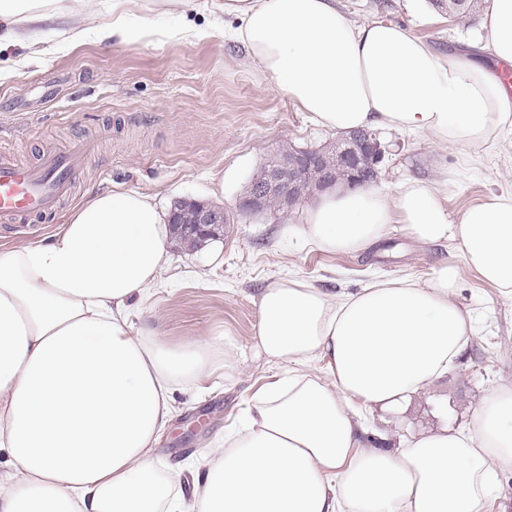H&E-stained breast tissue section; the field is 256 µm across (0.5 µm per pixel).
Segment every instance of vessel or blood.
<instances>
[{"instance_id":"obj_1","label":"vessel or blood","mask_w":512,"mask_h":512,"mask_svg":"<svg viewBox=\"0 0 512 512\" xmlns=\"http://www.w3.org/2000/svg\"><path fill=\"white\" fill-rule=\"evenodd\" d=\"M86 153V146L79 145L24 166L0 147V225L23 229L32 219L55 212L70 196Z\"/></svg>"}]
</instances>
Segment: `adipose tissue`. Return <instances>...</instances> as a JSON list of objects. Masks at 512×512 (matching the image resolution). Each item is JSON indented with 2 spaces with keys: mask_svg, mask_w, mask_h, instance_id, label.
I'll return each mask as SVG.
<instances>
[{
  "mask_svg": "<svg viewBox=\"0 0 512 512\" xmlns=\"http://www.w3.org/2000/svg\"><path fill=\"white\" fill-rule=\"evenodd\" d=\"M128 0L91 26L64 0H0V51L27 26L63 18V42L95 34L116 46L220 37L225 17L262 76L322 127L383 128L461 149L436 180L391 192L370 185L320 192L283 237L295 248L364 252L392 225L418 243H452L490 285L512 293V192H491L452 216L446 201L512 136V103L479 62L444 54L408 29L354 24L336 0H160L175 22L134 24ZM485 51L512 62V0H492ZM170 214L155 195L90 191L51 240L0 249V512H485L512 469V388L481 399L471 423L368 447L359 412L402 410L459 356L472 321L453 301L458 268L426 280L378 281L333 296L284 277L260 293L256 354L295 366L246 397L237 427L185 471L155 456L178 390L244 354L194 338L171 347L147 315L169 260ZM190 474L189 492L171 486Z\"/></svg>",
  "mask_w": 512,
  "mask_h": 512,
  "instance_id": "adipose-tissue-1",
  "label": "adipose tissue"
}]
</instances>
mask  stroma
Returning <instances> with one entry per match:
<instances>
[{
  "mask_svg": "<svg viewBox=\"0 0 512 512\" xmlns=\"http://www.w3.org/2000/svg\"><path fill=\"white\" fill-rule=\"evenodd\" d=\"M356 24L385 20L409 29L439 51H461L486 38L482 20L491 0H476L457 20L419 0H336ZM377 184L395 188L414 177L434 179L452 167L457 151L420 134L383 129ZM334 132L315 124L260 74L245 48L218 37L193 43L105 45L94 35L34 58L0 82V146L22 164L42 154L90 141L95 150L75 177L72 195L54 214L39 218L45 234L4 237L0 244L47 242L89 187L156 193L164 207L198 199L224 208L225 235L200 250L173 246L153 297L149 323L173 346L193 337L227 339L249 359L231 380L216 373L203 391L176 392V411L157 446L163 464L196 458L237 419L244 395L278 365L251 359L257 336L256 299L285 276L339 295L378 280H425L431 267L453 258L460 286L453 299L476 320V331L442 377L406 411L375 412L366 439L371 447L449 423L464 429L471 409L486 395L512 387V296L485 283L457 246L423 245L393 226L380 247L348 253L307 247L288 249L285 225L300 211L246 217L237 209L252 178L284 145L316 149ZM512 190V147L488 152L482 165L449 195L460 214L491 191Z\"/></svg>",
  "mask_w": 512,
  "mask_h": 512,
  "instance_id": "1",
  "label": "stroma"
}]
</instances>
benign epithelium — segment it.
Instances as JSON below:
<instances>
[{"instance_id":"1","label":"benign epithelium","mask_w":512,"mask_h":512,"mask_svg":"<svg viewBox=\"0 0 512 512\" xmlns=\"http://www.w3.org/2000/svg\"><path fill=\"white\" fill-rule=\"evenodd\" d=\"M382 156L381 145L372 133L359 134L346 139L345 145L337 151L302 150L280 159L279 166L266 171L264 176L254 180L250 188L238 203V210L260 212L264 210L268 199L275 193L286 198L301 193V178L309 171L321 180V187H333L337 184L348 186L363 184L364 167L375 168ZM342 170L346 177L340 180L336 171ZM171 223L182 224L184 220L194 225V238L197 249L220 236V232L230 223L228 213L210 204L189 200L186 207L174 210L170 214Z\"/></svg>"}]
</instances>
